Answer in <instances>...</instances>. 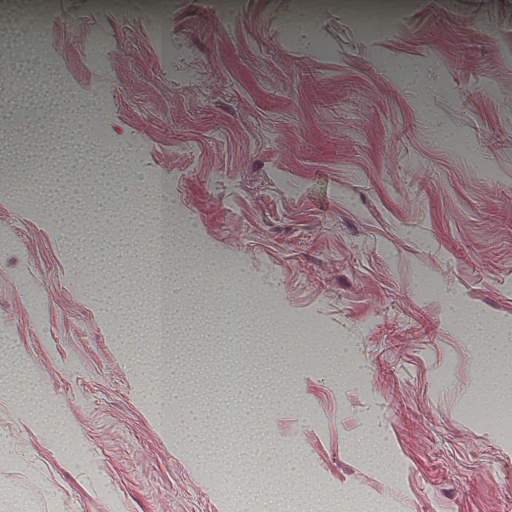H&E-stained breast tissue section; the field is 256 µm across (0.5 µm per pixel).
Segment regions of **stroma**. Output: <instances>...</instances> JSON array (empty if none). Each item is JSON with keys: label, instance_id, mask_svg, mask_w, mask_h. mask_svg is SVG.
Instances as JSON below:
<instances>
[{"label": "stroma", "instance_id": "1", "mask_svg": "<svg viewBox=\"0 0 512 512\" xmlns=\"http://www.w3.org/2000/svg\"><path fill=\"white\" fill-rule=\"evenodd\" d=\"M18 0L0 26L41 34L63 91L108 101L113 139L161 170L190 213L183 248L233 257L293 321L278 335L242 289H173L181 375L212 369L189 414L160 419L142 367L133 295L80 205L76 129L28 155L58 223L0 194V512H226L277 466L266 512H512V0ZM321 26L333 46L305 45ZM169 28L166 57L155 25ZM414 62L394 79L387 63ZM192 81H180L182 73ZM433 92L422 96L421 85ZM325 325V368L302 360ZM79 450H72V442ZM208 453L185 458L184 449Z\"/></svg>", "mask_w": 512, "mask_h": 512}]
</instances>
